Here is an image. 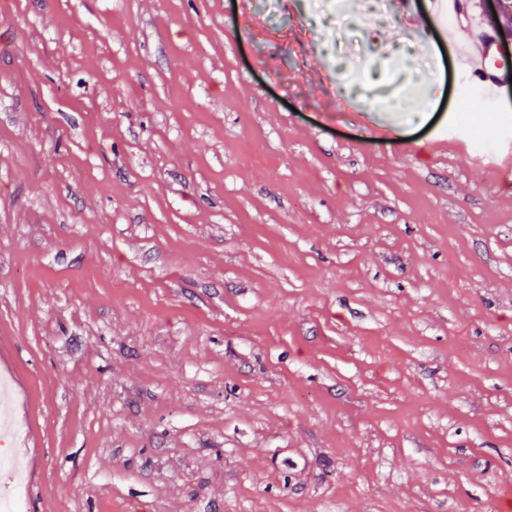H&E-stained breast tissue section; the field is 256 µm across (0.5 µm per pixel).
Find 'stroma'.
Listing matches in <instances>:
<instances>
[{
	"label": "stroma",
	"mask_w": 512,
	"mask_h": 512,
	"mask_svg": "<svg viewBox=\"0 0 512 512\" xmlns=\"http://www.w3.org/2000/svg\"><path fill=\"white\" fill-rule=\"evenodd\" d=\"M288 2L0 0L26 512H492L512 490V168L478 155L512 70L467 113L466 33L427 29L433 0L352 29ZM332 42L353 72L322 66ZM396 42L414 77L373 74Z\"/></svg>",
	"instance_id": "stroma-1"
}]
</instances>
